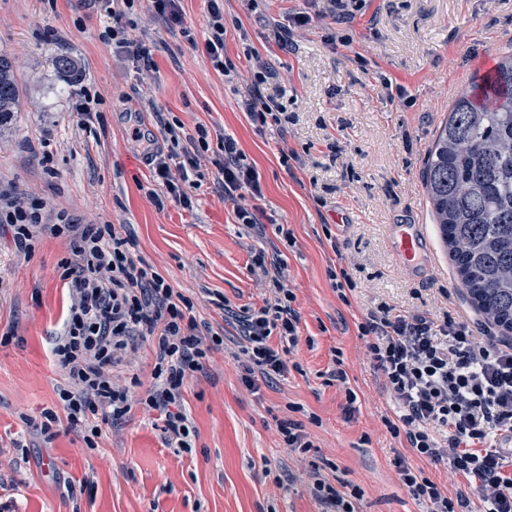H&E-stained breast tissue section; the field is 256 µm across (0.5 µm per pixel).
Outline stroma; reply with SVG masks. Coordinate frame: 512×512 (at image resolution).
Segmentation results:
<instances>
[{
  "label": "stroma",
  "mask_w": 512,
  "mask_h": 512,
  "mask_svg": "<svg viewBox=\"0 0 512 512\" xmlns=\"http://www.w3.org/2000/svg\"><path fill=\"white\" fill-rule=\"evenodd\" d=\"M224 57L238 79L214 70L204 50L210 0H180L182 26L167 25L152 0L115 19L110 0H0V54L15 65L19 110L0 130V192L45 201L85 224H116L136 253L189 298L199 326L222 333L184 403L196 434L191 450L168 445L156 413L140 403L154 356L144 343L133 363L131 410L101 423L95 447L59 417L52 439L43 412L58 409L64 371L52 340L69 304L63 264L69 243L46 237L20 251L0 228V505L8 512H321L310 473L352 494L355 512H426L402 483L399 461L423 470L448 495L466 483L448 466L406 448L384 426L394 403L365 351L368 309L450 311L481 319L434 239L429 264L406 273L389 245L394 224L431 223L424 161L455 96L512 51V0H362L354 20L318 17L317 0H219ZM305 12L288 48L273 24ZM122 23L150 45L143 68L102 40ZM258 51L279 74L284 128H257L242 108ZM79 77L62 76L57 56ZM183 136L208 132L183 206L156 179L144 149L166 148L155 113ZM236 139L260 175L256 234L225 201L215 164ZM280 254L296 296L299 343L287 372L242 377L246 360L229 312L263 307L269 290L252 272L255 253ZM346 268L355 283L339 297L329 278ZM346 372V387L332 374ZM357 399L345 412V392ZM299 423L308 452L287 448L282 421Z\"/></svg>",
  "instance_id": "35a3bbf8"
}]
</instances>
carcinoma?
Segmentation results:
<instances>
[{"label":"carcinoma","mask_w":512,"mask_h":512,"mask_svg":"<svg viewBox=\"0 0 512 512\" xmlns=\"http://www.w3.org/2000/svg\"><path fill=\"white\" fill-rule=\"evenodd\" d=\"M11 60L0 54V127L17 111ZM423 186L474 308L512 333V53L455 97L430 148Z\"/></svg>","instance_id":"obj_1"}]
</instances>
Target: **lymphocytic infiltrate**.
<instances>
[{
    "label": "lymphocytic infiltrate",
    "mask_w": 512,
    "mask_h": 512,
    "mask_svg": "<svg viewBox=\"0 0 512 512\" xmlns=\"http://www.w3.org/2000/svg\"><path fill=\"white\" fill-rule=\"evenodd\" d=\"M273 76L264 60L255 61L242 102L253 124H282L283 105L261 91ZM170 142L168 153L152 154L154 173L186 205L190 198L179 177L199 164L207 131L198 128L187 139L174 133ZM223 148L224 198L234 203L240 224L256 228L247 202L262 195L259 174L233 138H225ZM43 210L42 201L0 194V224L10 228L17 248L32 251L48 235L71 245L73 258L63 274L70 305L52 347L65 371L58 397L69 424L87 426L84 441L91 446L100 435L99 420H117L130 411L128 390L115 383V372L146 340L155 355L154 382L142 403L157 413L171 447L190 450L195 429L184 406V383L220 345L219 333L199 330L189 316L192 302L135 254L116 225L80 224L64 213L47 224ZM268 285L271 299L239 324L249 363L270 377L284 373L287 364L269 339L275 335L296 345L299 318L282 274L271 275ZM359 330L396 405L394 417L384 421L387 430L404 436L427 461L449 462L467 481L451 497L423 471L403 463L399 474L412 496L430 512H470L475 491L482 512H512V471L506 468L512 459V340L488 327L473 331L447 313L437 317L387 305L369 310Z\"/></svg>",
    "instance_id": "lymphocytic-infiltrate-1"
}]
</instances>
